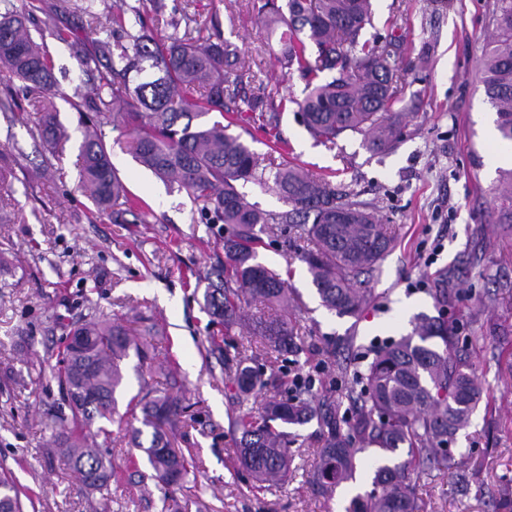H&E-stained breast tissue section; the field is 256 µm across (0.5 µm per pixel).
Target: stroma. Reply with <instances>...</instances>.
<instances>
[{
  "mask_svg": "<svg viewBox=\"0 0 512 512\" xmlns=\"http://www.w3.org/2000/svg\"><path fill=\"white\" fill-rule=\"evenodd\" d=\"M165 14L215 20L237 45L252 85L279 90L293 102L277 130L258 127L248 115L230 126L260 157H282L334 184L347 185L373 208L394 238L392 249L364 277L370 298L358 315L340 316L322 306L301 242L265 233L261 262L278 270L292 297L288 309L246 306L248 318L290 321L304 340L300 355L270 358L262 337L248 329L225 331L203 309L212 265L224 254V233L201 223L186 193L170 188L138 165L119 131L112 163L132 197L150 211L147 223L91 219V201L79 186L82 113L68 95L93 92L77 55L91 35L76 9L62 0H10L36 20L35 41L54 65L57 119L70 138L49 149L30 123L38 97L28 94L15 117L0 113V166L11 175L0 185V472H10L36 512H98V492L50 459L51 405L61 395L54 377L65 319L93 314L140 331L144 358L124 360L116 393L117 416L140 425L127 402L144 389H160L176 367L186 411L167 437L195 468L177 485L127 477L135 447L112 432V512H346L369 492L379 454H360L353 480L322 492L307 480L323 445L317 422L288 426V478L258 486L237 458L231 418L238 359L264 379L281 374L312 377V391L333 394L331 379L343 366L364 369L372 350L412 332L418 317L439 316L437 289H453L448 318L473 353L483 385L481 402L451 443L458 476L447 470L416 483L418 512H500L503 487H512V227L495 224L492 197L501 167L488 134L496 115L476 81L490 34L493 0H373L366 36L403 41L409 58L423 63L405 78L399 96L408 113L391 151L373 154L361 135L347 132L335 147L318 143L294 105L304 83L269 61L266 33L247 16L248 0H163ZM69 30L68 41L49 23ZM224 337V354H208L211 337Z\"/></svg>",
  "mask_w": 512,
  "mask_h": 512,
  "instance_id": "stroma-1",
  "label": "stroma"
}]
</instances>
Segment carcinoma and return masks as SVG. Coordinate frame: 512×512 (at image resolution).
<instances>
[{"label":"carcinoma","instance_id":"1","mask_svg":"<svg viewBox=\"0 0 512 512\" xmlns=\"http://www.w3.org/2000/svg\"><path fill=\"white\" fill-rule=\"evenodd\" d=\"M254 19L270 41L272 65L283 75L298 74L304 82L301 98L247 87L242 57L226 41L218 25L213 31L182 15L184 34L165 35L147 27L140 9L134 19L126 12L104 15L89 3L82 8L86 28L94 33L120 32L112 43V64L98 71V58L79 55L81 68L97 74L98 92L83 96L76 107L94 113L92 127L80 145V187L101 215L124 201L129 214L146 222L147 214L128 198L112 165L104 126L110 124L130 137L136 162L168 186L184 191L197 205L204 224H223L224 260L212 268L204 295L208 312L229 331L244 321L243 305L259 301L288 308V288L280 273L258 257L261 234L271 224H295L311 248L303 253L321 303L340 315L354 316L367 300V289L356 286L392 247L378 216L354 201L352 191L290 163L262 160L224 123L204 117L254 113L262 127H278L281 112L292 103L304 125L320 142L336 144L347 132L364 137L371 153L393 149L400 136L399 115L393 112L404 69L391 62L399 45L366 38L372 25V0H251ZM494 30L486 42L479 82L486 102L495 110L502 145L512 147V0H495ZM0 72L37 93L44 112L37 131L53 146L66 137L56 120L54 99L64 96L52 76V61L30 30L5 7L0 13ZM109 99H104L102 91ZM278 192L290 209L264 212L248 202L239 182ZM495 223L512 224V169L501 172L493 200ZM60 339L54 377L65 407L52 415L51 447L59 461L82 485L100 493L108 490L115 472L108 443L114 422L116 391L123 381L121 364L140 347L121 324L93 315L67 324ZM254 331L272 353H298V330L286 320L258 322ZM233 381L240 393L265 386L261 374L241 360ZM288 396L266 398L258 411L234 419L241 433L238 459L259 483H274L288 475L289 433L283 427L317 420L326 435L310 481L328 490L351 478L357 455L374 447L393 453L404 447L407 459L383 464L375 472L374 488L352 501L347 512H415L413 475L457 463L438 449L466 427L480 400L481 383L467 350L458 346L456 327L442 319H421L408 336L381 348L363 372L352 375L350 416L337 417L336 400L312 394L297 378L282 381ZM177 375H166V387L147 400L133 396L128 406L141 409L142 424L152 429L149 447L143 430L131 428L136 447L143 450L158 481L177 484L188 476V462L171 447L164 426L174 425L185 410ZM0 512H22L13 479L0 474Z\"/></svg>","mask_w":512,"mask_h":512}]
</instances>
